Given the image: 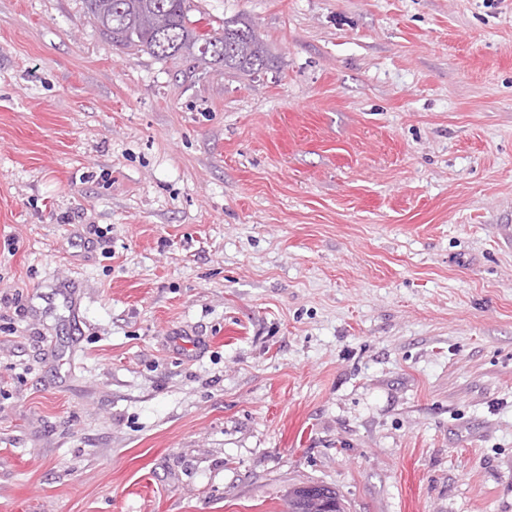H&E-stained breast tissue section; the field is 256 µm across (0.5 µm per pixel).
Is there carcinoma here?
I'll return each instance as SVG.
<instances>
[{"label": "carcinoma", "mask_w": 512, "mask_h": 512, "mask_svg": "<svg viewBox=\"0 0 512 512\" xmlns=\"http://www.w3.org/2000/svg\"><path fill=\"white\" fill-rule=\"evenodd\" d=\"M87 13L119 49L136 48L165 60L175 56L201 65L220 64L240 76L269 67L266 44L245 20H226L224 30L200 31L190 19V0H86ZM311 486L288 491V512H345L336 491L322 486L324 502L310 496Z\"/></svg>", "instance_id": "cac0c4a2"}]
</instances>
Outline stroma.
<instances>
[{
    "instance_id": "1",
    "label": "stroma",
    "mask_w": 512,
    "mask_h": 512,
    "mask_svg": "<svg viewBox=\"0 0 512 512\" xmlns=\"http://www.w3.org/2000/svg\"><path fill=\"white\" fill-rule=\"evenodd\" d=\"M190 2L0 0V512H512V0ZM87 13L119 49L136 48L159 60L175 56L201 65L220 64L240 76L268 69V48L245 20H227L224 30L200 31L189 0H86ZM325 491L324 499L320 502L310 496L311 488ZM325 501V503H324ZM321 504V505H320ZM326 507H329L328 510ZM343 500L335 490L321 485L299 486L288 491V512H345Z\"/></svg>"
}]
</instances>
